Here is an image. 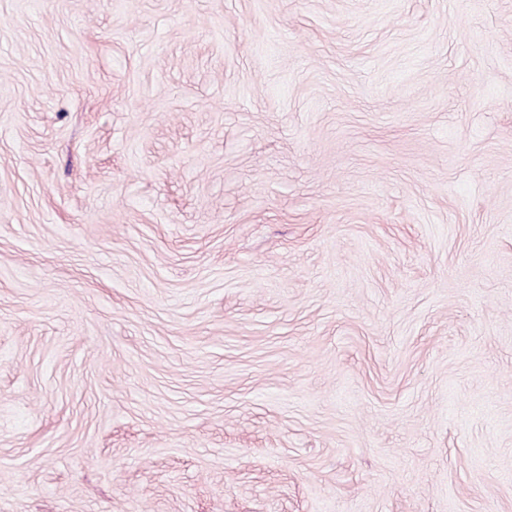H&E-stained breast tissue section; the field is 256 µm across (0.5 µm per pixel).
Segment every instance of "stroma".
<instances>
[{
	"mask_svg": "<svg viewBox=\"0 0 512 512\" xmlns=\"http://www.w3.org/2000/svg\"><path fill=\"white\" fill-rule=\"evenodd\" d=\"M0 512H512V0H0Z\"/></svg>",
	"mask_w": 512,
	"mask_h": 512,
	"instance_id": "1",
	"label": "stroma"
}]
</instances>
